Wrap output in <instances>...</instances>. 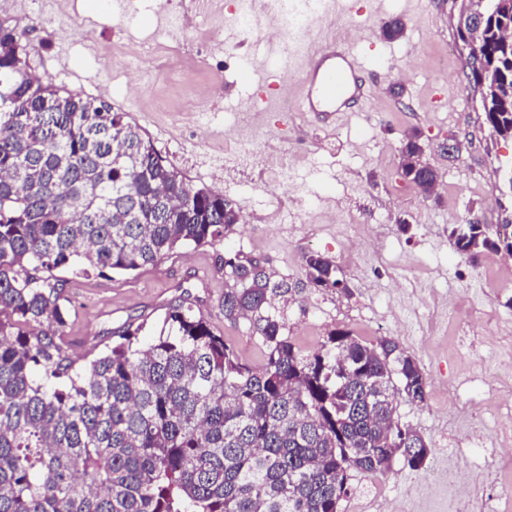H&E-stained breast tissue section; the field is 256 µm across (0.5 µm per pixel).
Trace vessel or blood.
Here are the masks:
<instances>
[{
  "instance_id": "b4317fda",
  "label": "vessel or blood",
  "mask_w": 512,
  "mask_h": 512,
  "mask_svg": "<svg viewBox=\"0 0 512 512\" xmlns=\"http://www.w3.org/2000/svg\"><path fill=\"white\" fill-rule=\"evenodd\" d=\"M361 61L347 40H332L312 53L294 81L297 108L302 112L334 115L348 112L370 97L356 72Z\"/></svg>"
}]
</instances>
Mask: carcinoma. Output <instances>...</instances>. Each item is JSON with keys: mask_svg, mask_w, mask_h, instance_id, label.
Here are the masks:
<instances>
[{"mask_svg": "<svg viewBox=\"0 0 512 512\" xmlns=\"http://www.w3.org/2000/svg\"><path fill=\"white\" fill-rule=\"evenodd\" d=\"M469 82L492 134L512 139V0H486ZM17 27L0 21V512H337L349 473L411 469L430 453L397 414L428 381L393 339L331 331L306 354L288 336L296 288L342 287L336 261L303 256L305 282L224 255V318L265 347L254 367L189 299L75 366L56 272L131 273L211 244L242 221L219 193L165 163L138 125L105 101L28 71ZM415 135L403 180L424 193L440 174ZM472 263L512 255V222L451 224Z\"/></svg>", "mask_w": 512, "mask_h": 512, "instance_id": "carcinoma-1", "label": "carcinoma"}]
</instances>
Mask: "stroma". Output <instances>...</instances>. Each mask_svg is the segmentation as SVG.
<instances>
[{"label": "stroma", "instance_id": "obj_1", "mask_svg": "<svg viewBox=\"0 0 512 512\" xmlns=\"http://www.w3.org/2000/svg\"><path fill=\"white\" fill-rule=\"evenodd\" d=\"M50 32L32 28L22 40L32 72L59 75L69 91L102 97L153 140L165 162L195 186L233 200L249 221L223 240L188 246L136 272L101 276L60 273L71 317L68 356L85 363L128 321L146 333L168 303L189 297L214 332L252 365L262 348L245 321L224 318L220 259L241 252L277 278L303 281L302 257L336 260L348 292L305 288L288 303V333L305 352L343 328L373 340L395 339L423 368L425 405L400 402L402 422L423 436L430 454L413 470L394 461L385 474L353 473L340 512H357L366 484L378 482L394 512H443L447 491L433 473L455 467L473 480L498 447L500 424L512 421V390L497 372L512 336V267L460 257L448 227L478 219L502 223L512 198L494 185L512 164V140L494 139L466 79L469 49L457 38L460 0H354L338 31L361 56L372 97L334 125L307 112L279 111L264 95H280L304 56L280 65L275 40L239 33L233 0H41ZM406 29L384 39V22ZM219 73L216 111H191L197 87ZM418 133L425 160L441 174L434 197L405 183L398 169L405 136ZM459 139L458 159L440 146ZM291 165L290 185L259 174L266 156ZM406 219L411 229L402 231ZM362 247L347 253L349 236Z\"/></svg>", "mask_w": 512, "mask_h": 512}]
</instances>
